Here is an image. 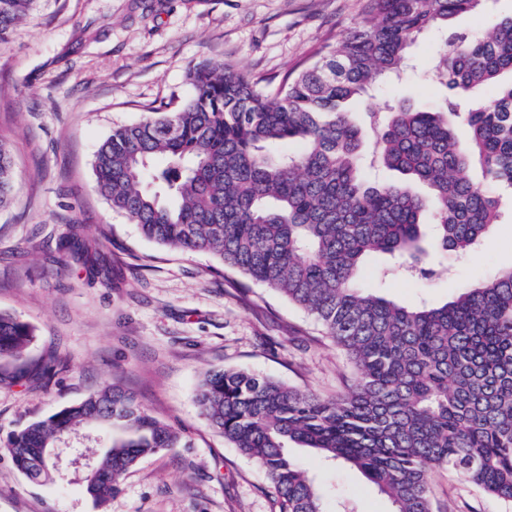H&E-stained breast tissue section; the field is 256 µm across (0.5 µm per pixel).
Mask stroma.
<instances>
[{
  "label": "stroma",
  "instance_id": "1",
  "mask_svg": "<svg viewBox=\"0 0 512 512\" xmlns=\"http://www.w3.org/2000/svg\"><path fill=\"white\" fill-rule=\"evenodd\" d=\"M0 47V137L12 146L16 196L0 211V311L32 324L31 358L52 357L47 381L0 385V446L26 423L84 398L109 380L134 393L186 447L141 459L106 512H277L264 472L214 432L194 402L216 367L245 368L329 396L354 381L344 353L320 325L280 294L241 289V275L207 253L144 239L95 188L93 156L113 128L141 120L190 92L189 69L234 65L278 84L325 43L366 18V0H37ZM512 0H486L448 28L423 32L403 79H385L364 105L440 99L435 80L450 42L488 36ZM98 243L111 273L59 263L72 227ZM372 256L361 285L396 302L444 303L458 288L512 266V195L477 251L432 260V278L378 277ZM325 492L327 512H392L360 473L298 448ZM84 467L40 486L0 449V512H96ZM434 512H512L445 468L428 475Z\"/></svg>",
  "mask_w": 512,
  "mask_h": 512
}]
</instances>
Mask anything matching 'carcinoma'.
<instances>
[{"mask_svg":"<svg viewBox=\"0 0 512 512\" xmlns=\"http://www.w3.org/2000/svg\"><path fill=\"white\" fill-rule=\"evenodd\" d=\"M481 2L368 0L363 24L274 92L231 65L198 64L181 103L112 130L96 151L98 192L145 239L209 253L279 292L347 353L356 384L331 398L223 367L197 387L200 415L267 474L278 512H326L292 444L358 470L393 512H432L435 468L512 501V266L439 306H405L358 285L372 254L413 269L432 254L473 253L501 223L502 198L485 185L512 188V16L486 39L448 45L438 65L444 103L350 110L403 68L417 35ZM34 3L0 0L1 47ZM284 141L304 149H269ZM369 167L400 178L372 181ZM14 190L0 139V210ZM59 250L103 270L75 229ZM34 340L30 323L0 312V383L21 381L29 365L54 375L55 359L27 358ZM100 428L118 434L85 478L99 512L140 459L186 446L114 382L29 422L5 450L19 473L46 482L55 469L43 452Z\"/></svg>","mask_w":512,"mask_h":512,"instance_id":"obj_1","label":"carcinoma"}]
</instances>
